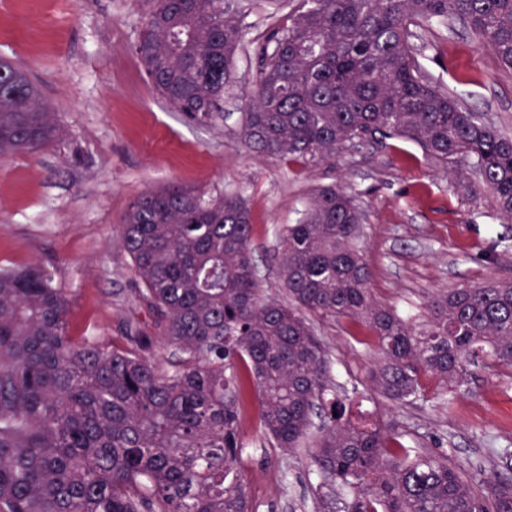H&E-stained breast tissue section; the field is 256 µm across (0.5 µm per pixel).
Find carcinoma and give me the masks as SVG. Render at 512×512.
Wrapping results in <instances>:
<instances>
[{"mask_svg":"<svg viewBox=\"0 0 512 512\" xmlns=\"http://www.w3.org/2000/svg\"><path fill=\"white\" fill-rule=\"evenodd\" d=\"M433 20L467 25L512 68V0H302L258 50L247 148L317 164L353 143L407 139L438 164L469 161L512 223V136L424 74L413 27ZM245 35L224 0H154L135 53L186 121L213 125ZM60 136L36 84L0 60V158ZM363 223L351 194L319 189L278 233L282 302L259 288L240 196L151 191L120 237L150 320L120 344L69 336V300L43 267L1 268L0 512H254L239 469L253 393L284 455L319 416V512H336V489L350 487L346 512H512L511 449L483 490L447 459L412 454L402 434L345 419L313 323L365 326L379 354L373 387L410 403L424 373L459 386L485 360L512 371V280L434 296L416 327L373 299ZM157 340L170 358L154 355Z\"/></svg>","mask_w":512,"mask_h":512,"instance_id":"1","label":"carcinoma"}]
</instances>
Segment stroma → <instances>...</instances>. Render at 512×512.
I'll return each mask as SVG.
<instances>
[{"label": "stroma", "mask_w": 512, "mask_h": 512, "mask_svg": "<svg viewBox=\"0 0 512 512\" xmlns=\"http://www.w3.org/2000/svg\"><path fill=\"white\" fill-rule=\"evenodd\" d=\"M246 30L224 96L223 122L189 124L154 90L134 46L153 0H0V58L40 87L61 139L0 159V267L47 268L70 300L74 339H118L147 320L118 239L131 203L170 184L241 196L252 216L251 251L259 286L283 297L277 257L282 225L296 223L315 190L344 185L365 213L362 248L375 299L414 324L428 299L466 283L512 277V224L501 220L475 173L465 185L406 139L343 150L335 162H289L250 152L241 115L253 92L256 51L280 18L269 0H231ZM427 77L512 132V69L463 25L416 28ZM339 396L351 416L397 427L424 455H447L474 483L512 449V372L481 365L450 389L421 379L413 403L391 402L368 372L376 346L347 318L316 322ZM241 474L257 512H317L321 480L304 446L281 455L266 442L256 402L242 412Z\"/></svg>", "instance_id": "35a3bbf8"}]
</instances>
